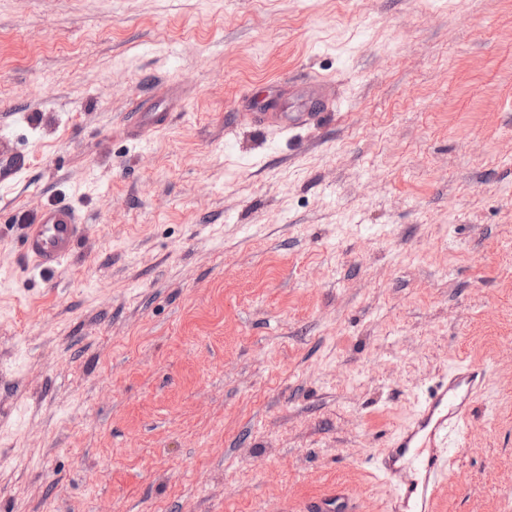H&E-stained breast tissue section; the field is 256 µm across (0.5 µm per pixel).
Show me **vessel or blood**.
Returning <instances> with one entry per match:
<instances>
[{
    "label": "vessel or blood",
    "mask_w": 512,
    "mask_h": 512,
    "mask_svg": "<svg viewBox=\"0 0 512 512\" xmlns=\"http://www.w3.org/2000/svg\"><path fill=\"white\" fill-rule=\"evenodd\" d=\"M28 167L26 153L0 145L1 187L14 183ZM85 233L72 207L45 206L24 236L23 257L40 274L56 273L75 254ZM486 374V367L470 364L450 369L427 391L412 421L377 454V472L397 483L391 512H436L451 473L444 448L451 436L460 435Z\"/></svg>",
    "instance_id": "obj_1"
}]
</instances>
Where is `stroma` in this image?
<instances>
[{"label":"stroma","instance_id":"obj_1","mask_svg":"<svg viewBox=\"0 0 512 512\" xmlns=\"http://www.w3.org/2000/svg\"><path fill=\"white\" fill-rule=\"evenodd\" d=\"M1 137L0 512H389L462 362L438 512H512V0H0ZM29 156L11 149L3 138L0 145V186H9L28 169ZM80 215L66 205H48L40 211L36 224H27L23 258L40 274L58 272L76 252L85 236L86 224ZM487 366L459 364L432 386L419 402L412 421L376 456L375 470L400 482L390 500L392 512H436L445 481L450 476L444 448L452 435L461 443V431L480 393ZM417 477L401 479L403 469Z\"/></svg>","mask_w":512,"mask_h":512}]
</instances>
